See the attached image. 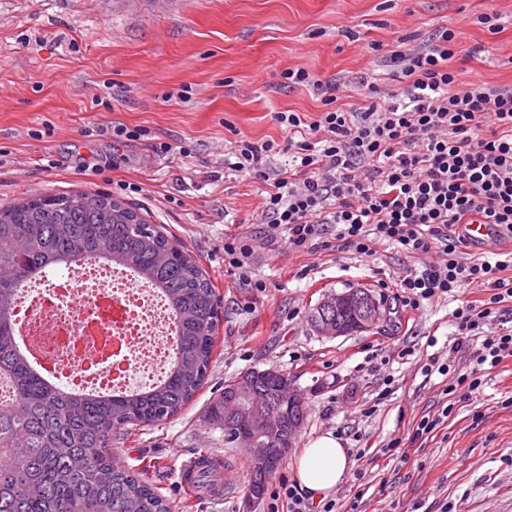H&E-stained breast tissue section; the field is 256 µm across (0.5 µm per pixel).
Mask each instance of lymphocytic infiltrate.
Returning a JSON list of instances; mask_svg holds the SVG:
<instances>
[{
	"label": "lymphocytic infiltrate",
	"mask_w": 512,
	"mask_h": 512,
	"mask_svg": "<svg viewBox=\"0 0 512 512\" xmlns=\"http://www.w3.org/2000/svg\"><path fill=\"white\" fill-rule=\"evenodd\" d=\"M455 47V33L443 28L427 46L389 50L384 58L399 92L367 76L361 106H339L326 94L314 117L275 113L286 143L238 139L231 167L268 181L258 221L287 232L293 250L311 249L331 224L360 255L384 241L411 254L437 253L436 263L399 281L411 308L457 288H486L485 300L453 313L459 336L482 342L459 377L473 391L484 367L512 359V325L502 326L500 308L512 300V250L465 263L457 232L491 224L512 234V89L463 85L449 66ZM284 151L288 167L269 178L263 158ZM487 325L496 331L486 338Z\"/></svg>",
	"instance_id": "f902f5d3"
}]
</instances>
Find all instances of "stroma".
I'll return each instance as SVG.
<instances>
[{
	"instance_id": "1",
	"label": "stroma",
	"mask_w": 512,
	"mask_h": 512,
	"mask_svg": "<svg viewBox=\"0 0 512 512\" xmlns=\"http://www.w3.org/2000/svg\"><path fill=\"white\" fill-rule=\"evenodd\" d=\"M488 8L502 17L499 33L475 21ZM443 27L456 33L450 65L462 83L512 88V0H0V207L76 191L123 196L215 287L220 322L202 388L176 416L112 440L117 461L171 512H268L247 490L249 452L225 443L209 407L226 379L269 367L303 396L296 448L330 431L357 458L331 495L336 512H512V361L477 390L457 382L479 344L458 343L452 313L485 290L405 307L399 277L434 254L387 243L359 255L332 226L315 249H289L286 234L255 221L263 182L224 163L236 137L284 141L275 113L321 110L312 87L284 85V70L307 67L339 85L341 105L357 106L358 77L389 72L368 43L423 45ZM117 124L149 136L113 143ZM175 139L190 156L154 151ZM82 157L91 170H79ZM121 180L140 193L121 195ZM235 236L256 243L245 279L224 266ZM362 286L387 303L389 321L320 336L313 308ZM447 362L452 371L440 373ZM423 420L435 431L412 441ZM204 453L219 462L221 487L186 490L184 463Z\"/></svg>"
}]
</instances>
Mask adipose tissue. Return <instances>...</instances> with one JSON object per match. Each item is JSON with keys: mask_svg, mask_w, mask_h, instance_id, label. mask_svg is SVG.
I'll return each mask as SVG.
<instances>
[{"mask_svg": "<svg viewBox=\"0 0 512 512\" xmlns=\"http://www.w3.org/2000/svg\"><path fill=\"white\" fill-rule=\"evenodd\" d=\"M352 467L348 451L334 433L309 439L293 461L295 483L311 501H324L345 482Z\"/></svg>", "mask_w": 512, "mask_h": 512, "instance_id": "adipose-tissue-1", "label": "adipose tissue"}]
</instances>
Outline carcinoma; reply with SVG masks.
<instances>
[{"label": "carcinoma", "mask_w": 512, "mask_h": 512, "mask_svg": "<svg viewBox=\"0 0 512 512\" xmlns=\"http://www.w3.org/2000/svg\"><path fill=\"white\" fill-rule=\"evenodd\" d=\"M99 260L132 270L158 291L177 322L174 358L154 386L102 397L48 382L16 344L12 310L29 281L60 267ZM218 303L206 273L139 209L103 193L33 197L0 209V377L9 382L0 402V512H171L144 479L112 459V438L131 425L178 414L210 368ZM245 406L260 403L281 417V431L265 440L271 456L288 447L285 373L250 370ZM240 377L224 382L210 407L235 443L244 424L224 419V398ZM277 467L250 462L251 495H262Z\"/></svg>", "instance_id": "cac0c4a2"}]
</instances>
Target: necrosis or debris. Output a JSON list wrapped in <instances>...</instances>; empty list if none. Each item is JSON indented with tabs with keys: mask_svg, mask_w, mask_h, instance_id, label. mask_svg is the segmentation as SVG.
<instances>
[{
	"mask_svg": "<svg viewBox=\"0 0 512 512\" xmlns=\"http://www.w3.org/2000/svg\"><path fill=\"white\" fill-rule=\"evenodd\" d=\"M100 264L81 263L31 296L20 326L49 371L84 381L127 379L146 365H166L169 317L150 290L124 288Z\"/></svg>",
	"mask_w": 512,
	"mask_h": 512,
	"instance_id": "4bbe7bcc",
	"label": "necrosis or debris"
}]
</instances>
